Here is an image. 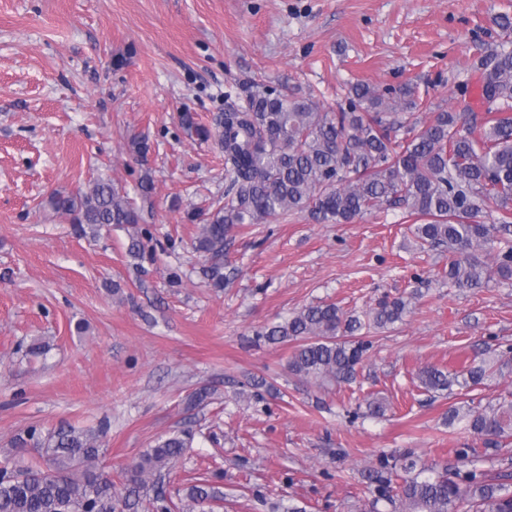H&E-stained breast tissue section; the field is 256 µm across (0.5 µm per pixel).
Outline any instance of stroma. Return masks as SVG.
<instances>
[{
    "mask_svg": "<svg viewBox=\"0 0 512 512\" xmlns=\"http://www.w3.org/2000/svg\"><path fill=\"white\" fill-rule=\"evenodd\" d=\"M503 14L512 0H0V462L29 428H100L101 464L116 475L188 423L193 445L163 487L207 480L224 494L214 512H391L374 503L369 469L409 456L439 471L459 448L480 449L473 469L512 491V437L448 426L451 399L417 379L482 352L493 372L461 400L481 410L512 396V281L450 286L447 253L420 250L396 208L236 229L230 281L210 287L188 215L223 205L224 155L181 120L213 127L252 78L314 90L328 107L359 80L411 83L429 104L424 124L476 110L472 64L499 43ZM135 137L146 157L130 152ZM101 178L143 209L153 255H129L134 227L80 234L50 206ZM412 290L349 385L299 382L292 343L256 335L310 304L360 314ZM44 342L46 354L32 353ZM202 387L210 401L188 408ZM369 400L384 415L354 417Z\"/></svg>",
    "mask_w": 512,
    "mask_h": 512,
    "instance_id": "obj_1",
    "label": "stroma"
}]
</instances>
